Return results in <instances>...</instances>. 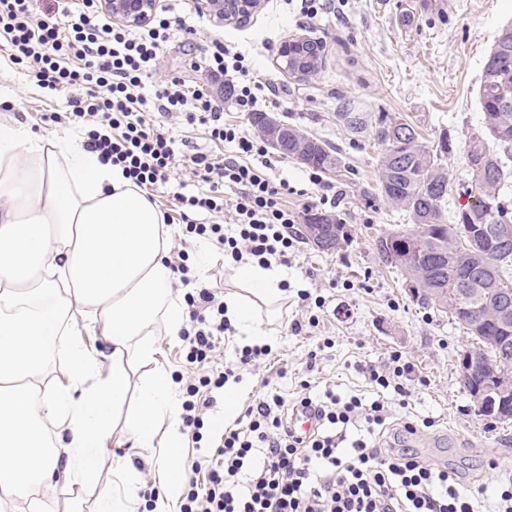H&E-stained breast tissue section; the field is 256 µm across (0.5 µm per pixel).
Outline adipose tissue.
Returning <instances> with one entry per match:
<instances>
[{
  "mask_svg": "<svg viewBox=\"0 0 512 512\" xmlns=\"http://www.w3.org/2000/svg\"><path fill=\"white\" fill-rule=\"evenodd\" d=\"M171 231L121 167L83 137H44L0 122V512H56L74 489L101 483L115 427L135 448L163 436L164 494L180 489L178 385L155 365L156 335H179L187 314L172 292ZM281 267L240 264L226 316L255 343L261 309L287 299ZM98 336L89 350L84 334ZM66 381L49 375L58 361ZM150 367L128 404V361Z\"/></svg>",
  "mask_w": 512,
  "mask_h": 512,
  "instance_id": "1",
  "label": "adipose tissue"
}]
</instances>
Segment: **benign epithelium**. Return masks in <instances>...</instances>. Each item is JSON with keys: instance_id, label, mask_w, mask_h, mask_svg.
<instances>
[{"instance_id": "1", "label": "benign epithelium", "mask_w": 512, "mask_h": 512, "mask_svg": "<svg viewBox=\"0 0 512 512\" xmlns=\"http://www.w3.org/2000/svg\"><path fill=\"white\" fill-rule=\"evenodd\" d=\"M113 14L129 25H139L150 19L156 9V0H104ZM210 10L226 22L241 20L252 15L260 7L261 0H207ZM311 42L305 36L290 37L279 50V56L287 61L299 59L297 49ZM265 138L275 151H282L288 140V126L272 123L265 131ZM307 232L320 245L336 243V226L333 224H307ZM497 342L493 338L483 340L475 348H467L461 359L460 381L472 395L479 415L494 419L512 418V367L503 366L490 375L479 372V365L488 357Z\"/></svg>"}]
</instances>
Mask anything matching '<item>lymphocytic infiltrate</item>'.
<instances>
[{"label": "lymphocytic infiltrate", "instance_id": "1", "mask_svg": "<svg viewBox=\"0 0 512 512\" xmlns=\"http://www.w3.org/2000/svg\"><path fill=\"white\" fill-rule=\"evenodd\" d=\"M171 27V17L162 13L134 30L105 23L99 0H81L78 9L62 8L51 20L38 17L36 0H0V40L10 46L14 64L34 68L41 87L69 92L87 149L122 167L140 188L167 183L177 163H184L210 185L202 195L177 194L186 233L211 238L236 264L287 265L298 243L291 230L297 215L285 203L292 189L287 180L267 176L272 161L262 139L241 135L225 121L223 108L179 78L145 85ZM203 65L231 86L237 111H259L265 97L278 91L275 83L256 81L245 56L230 49H217ZM170 116L206 126L212 139L232 147L233 157H178L161 123ZM255 156L261 166L252 164ZM227 186L239 191L229 210ZM199 212H223L227 219L201 224L195 220ZM184 302L189 322L180 338L194 376L185 387L182 421L197 444L217 393L228 381H240L241 371L259 365L271 348L243 347L215 369L232 329L224 298L202 288L185 293ZM293 405L314 413L317 428L309 437L291 431ZM389 419L384 403L366 404L331 389L303 394L292 404L279 392H264L193 463L179 512H476L455 473L398 447L399 432H413L414 423L401 421L394 433Z\"/></svg>", "mask_w": 512, "mask_h": 512}]
</instances>
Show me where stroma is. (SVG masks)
Returning a JSON list of instances; mask_svg holds the SVG:
<instances>
[{
	"instance_id": "obj_1",
	"label": "stroma",
	"mask_w": 512,
	"mask_h": 512,
	"mask_svg": "<svg viewBox=\"0 0 512 512\" xmlns=\"http://www.w3.org/2000/svg\"><path fill=\"white\" fill-rule=\"evenodd\" d=\"M157 6L177 22L151 83L181 78L214 98L227 122L256 134L248 113L236 111L222 85L196 65L217 43L241 51L257 79L272 80L282 91L268 114L336 146L345 163L343 176L328 174L324 180L342 195L335 212L350 231L349 243L325 253L300 243L287 269L291 285L309 288L324 305L289 295L268 328L271 355L242 375L239 407L256 403L267 388L294 397L305 378L315 394L332 387L344 397L383 400L394 417L420 423L419 433L428 442L421 456L435 455L440 465L469 479L479 512H493L501 486L512 481V422L477 414L459 379L460 356L470 338L447 315L414 300L405 277L381 262L375 238L411 228L412 221L375 195L379 146L369 136L350 133L338 115L351 110L404 120L417 125L432 146L441 135H450L448 206L465 203L470 177L464 140L482 124L478 89L484 64L501 29L512 25V0H326L312 19L301 0H262L260 10L243 24L218 21L205 0H157ZM292 35L323 43V61L314 76L302 79L281 68L278 50ZM69 97L66 91L41 89L28 68L13 63L10 47L0 43L1 121H19L46 137L66 134L73 124L49 126L42 117L68 112ZM166 127L185 153L220 158L228 152L203 126L171 120ZM208 189L181 166L169 184L147 190L158 209L174 217L172 236L185 239L198 288L229 282L236 269L205 238L186 234L178 219L176 192L197 195ZM313 313L319 325L292 334L291 321ZM312 351L317 361L310 371L306 361ZM396 351L414 365L417 376L403 401L357 369L364 362L387 367ZM426 419L432 427H423ZM102 466L108 484L120 471H135L146 493L161 482L162 451L130 447L118 433L102 452Z\"/></svg>"
}]
</instances>
